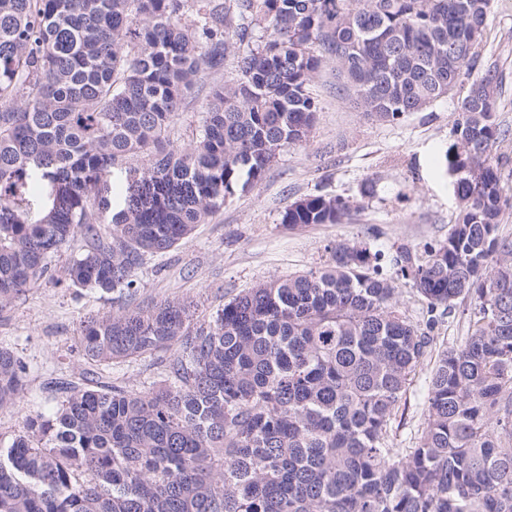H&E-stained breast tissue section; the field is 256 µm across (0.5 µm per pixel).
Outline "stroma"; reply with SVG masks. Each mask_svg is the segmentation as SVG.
Listing matches in <instances>:
<instances>
[{"instance_id": "obj_1", "label": "stroma", "mask_w": 512, "mask_h": 512, "mask_svg": "<svg viewBox=\"0 0 512 512\" xmlns=\"http://www.w3.org/2000/svg\"><path fill=\"white\" fill-rule=\"evenodd\" d=\"M478 64L465 71L455 90L421 112L395 122H379L356 107L335 61L323 59L309 83L317 104L306 143L284 147L264 176L226 196L207 223L169 251L146 256L136 271L132 305L166 299L190 303L194 323L207 322L225 302L273 277L318 271L332 261V249L349 243L381 255L386 276L407 318L422 323L425 302L410 281L398 278L400 247L424 251L448 236L456 217L451 179L439 167L453 141L461 101L473 80L496 68L500 86L494 109L510 136L497 141L502 194L512 198V0H491L489 20L477 48ZM372 194H365L366 186ZM312 195L339 196L358 210L339 224L296 229L283 224L285 209ZM82 251L72 239L52 260L49 273L25 297L0 313V347L26 365V379L14 405L0 408V438L23 430L28 416L50 414L60 395L54 382L81 376L87 365L76 349L81 323L117 310L111 295L70 286L67 265ZM429 365L418 369L395 409L392 443L415 447L426 411ZM162 368L156 358L120 363L103 370L147 391Z\"/></svg>"}]
</instances>
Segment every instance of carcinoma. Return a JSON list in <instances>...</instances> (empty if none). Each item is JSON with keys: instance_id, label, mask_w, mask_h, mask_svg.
Returning a JSON list of instances; mask_svg holds the SVG:
<instances>
[{"instance_id": "carcinoma-1", "label": "carcinoma", "mask_w": 512, "mask_h": 512, "mask_svg": "<svg viewBox=\"0 0 512 512\" xmlns=\"http://www.w3.org/2000/svg\"><path fill=\"white\" fill-rule=\"evenodd\" d=\"M490 0H0V313L75 236L71 285L118 298L136 270L259 180L311 132L319 46L355 103L393 122L447 96L487 26ZM267 32L255 39L256 29ZM236 78L217 83L227 56ZM498 76L463 98L444 156L458 213L398 274L426 302L409 321L380 254L337 244L318 273L278 277L191 325L176 300L85 320L82 382L0 448V512H512V240L494 144ZM209 87L204 129L177 151L176 112ZM146 158L108 219L104 177ZM47 187L37 217L22 206ZM349 202L288 206L290 226L337 224ZM463 304L465 340L437 351L425 429L395 448V408ZM155 356L146 392L96 369ZM25 367L0 348V408Z\"/></svg>"}]
</instances>
